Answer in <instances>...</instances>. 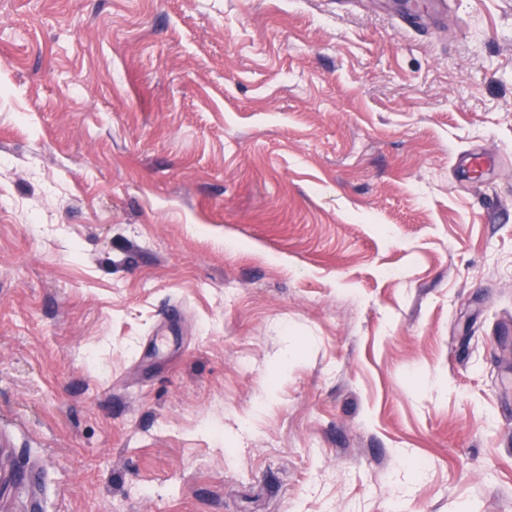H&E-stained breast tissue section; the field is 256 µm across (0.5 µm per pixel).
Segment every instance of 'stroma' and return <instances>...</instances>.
Returning a JSON list of instances; mask_svg holds the SVG:
<instances>
[{"instance_id": "35a3bbf8", "label": "stroma", "mask_w": 512, "mask_h": 512, "mask_svg": "<svg viewBox=\"0 0 512 512\" xmlns=\"http://www.w3.org/2000/svg\"><path fill=\"white\" fill-rule=\"evenodd\" d=\"M449 2L0 0V512H512V0Z\"/></svg>"}]
</instances>
